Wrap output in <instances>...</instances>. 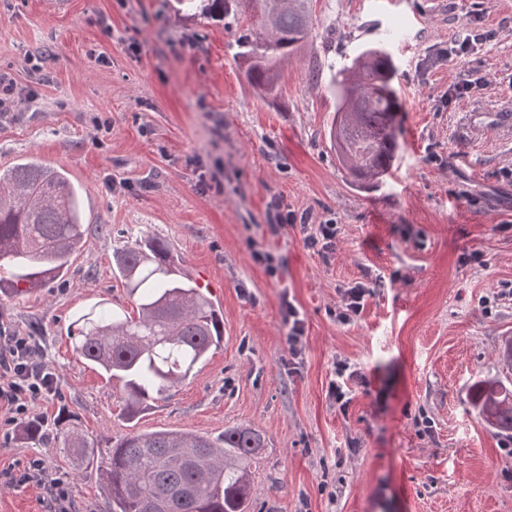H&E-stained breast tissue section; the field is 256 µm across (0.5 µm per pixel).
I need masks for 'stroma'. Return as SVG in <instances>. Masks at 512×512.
Returning a JSON list of instances; mask_svg holds the SVG:
<instances>
[{"label": "stroma", "instance_id": "35a3bbf8", "mask_svg": "<svg viewBox=\"0 0 512 512\" xmlns=\"http://www.w3.org/2000/svg\"><path fill=\"white\" fill-rule=\"evenodd\" d=\"M174 0H0V170L34 157L82 193L85 242L57 281L0 295V330L28 337L59 376L30 419L55 433L69 413L99 447L133 431L215 437L248 424L265 446L248 512H512V437L472 406L503 375L512 336V0H312L313 27L280 69L277 106L236 55L257 26L183 18ZM489 39L450 57L467 23ZM386 51L401 105L399 147L378 188L351 183L327 130L331 65ZM487 76L448 102L459 74ZM216 176L223 192L202 189ZM338 226L321 255L267 204ZM167 242L219 310L220 347L136 419L121 386L74 350L75 321L99 304L132 312L112 274L131 237ZM272 255L269 277L255 253ZM362 282L364 308L331 316ZM305 321L288 363L282 298ZM358 374L349 405L327 396L338 364ZM59 478L71 512H110L96 471L53 441L20 436L0 408V512H51L33 460Z\"/></svg>", "mask_w": 512, "mask_h": 512}]
</instances>
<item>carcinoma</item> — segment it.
I'll return each instance as SVG.
<instances>
[{"label":"carcinoma","mask_w":512,"mask_h":512,"mask_svg":"<svg viewBox=\"0 0 512 512\" xmlns=\"http://www.w3.org/2000/svg\"><path fill=\"white\" fill-rule=\"evenodd\" d=\"M190 19L220 20L228 0H177ZM311 31L308 0H262L259 28L239 39L248 81L269 102L278 99V64L301 49ZM336 110L331 146L351 181L381 183L398 150L399 103L393 64L371 48L350 66H330ZM78 192L60 168L36 158L0 170V293H22L63 276L83 246ZM113 274L136 296L138 316L102 307L77 319L83 359L122 383L124 413L134 419L154 396L182 384L223 339L211 300L193 285L166 243L140 236L113 255ZM478 414L498 433L512 436V386L480 381L472 396ZM55 444L95 466L111 512H247L250 463L265 447L247 424L215 438L160 429L133 431L109 448L95 443L63 416Z\"/></svg>","instance_id":"carcinoma-1"}]
</instances>
